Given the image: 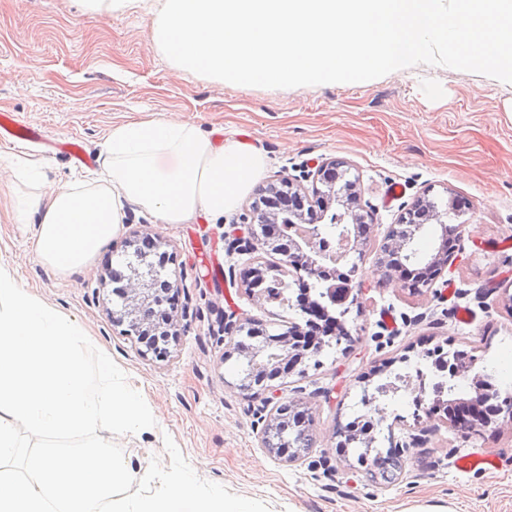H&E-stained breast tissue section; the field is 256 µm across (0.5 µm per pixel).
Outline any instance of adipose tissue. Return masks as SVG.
Returning <instances> with one entry per match:
<instances>
[{
  "label": "adipose tissue",
  "mask_w": 512,
  "mask_h": 512,
  "mask_svg": "<svg viewBox=\"0 0 512 512\" xmlns=\"http://www.w3.org/2000/svg\"><path fill=\"white\" fill-rule=\"evenodd\" d=\"M258 151L232 142L214 146L189 124L165 120L114 128L101 154L94 187L54 186L19 198V223L34 224L40 263L68 274L114 237L126 203L161 224H182L196 212L223 216L260 177Z\"/></svg>",
  "instance_id": "obj_1"
}]
</instances>
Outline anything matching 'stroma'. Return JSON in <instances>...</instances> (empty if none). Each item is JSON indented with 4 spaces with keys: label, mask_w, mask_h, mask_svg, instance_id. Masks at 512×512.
Masks as SVG:
<instances>
[{
    "label": "stroma",
    "mask_w": 512,
    "mask_h": 512,
    "mask_svg": "<svg viewBox=\"0 0 512 512\" xmlns=\"http://www.w3.org/2000/svg\"><path fill=\"white\" fill-rule=\"evenodd\" d=\"M152 21L142 11L89 17L75 0H0V114L95 157L119 125L190 123L217 142L259 151L265 183L341 160L359 180L370 226L353 276L357 302L344 318L350 350L325 348L272 382L279 402L303 404L312 419V447L291 460L263 448L254 423L267 395L239 390L242 360L224 356V314L273 334L301 319L276 303L256 305L243 284L247 270L277 259L229 247L248 231L252 194L222 218L200 214L185 224L156 223L128 204L118 234L83 267L59 274L36 259L33 225L12 217L16 196L35 189L15 156L46 158L45 175L61 184L100 165H76L29 139H0V268L80 323L157 421L151 433L104 430L101 438L116 440L137 479L151 460L169 465L164 440L172 438L200 478L264 501L270 512H512V423L431 420L418 389L402 387L384 401L383 423L400 443L401 469L389 482L371 479L358 449L336 438L338 427L366 414L363 388L381 383L378 369L416 376L438 344L473 355L476 370L512 396V84L419 65L355 84L235 86L177 69L152 42ZM424 194L457 205L448 221L465 234L455 260L429 288H411L401 274L382 280L376 258L384 237ZM147 235L159 239L171 257L166 272L178 279L181 334L164 359L141 354L137 338L112 322L121 302L108 273L124 269ZM413 436L421 440L414 448ZM474 452L494 456V468L459 470L458 460Z\"/></svg>",
    "instance_id": "35a3bbf8"
}]
</instances>
